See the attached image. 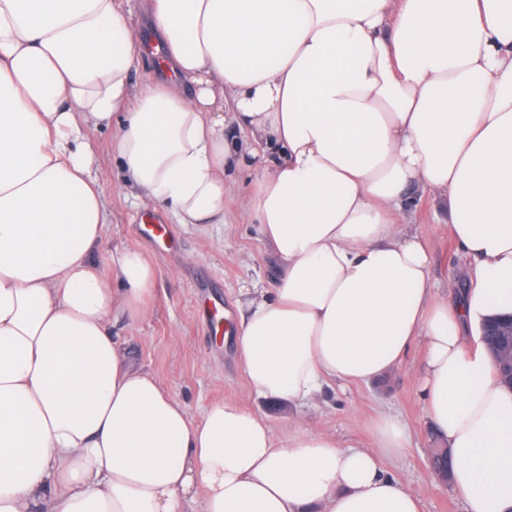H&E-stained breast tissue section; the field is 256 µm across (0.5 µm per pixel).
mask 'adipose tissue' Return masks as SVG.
<instances>
[{
	"label": "adipose tissue",
	"mask_w": 512,
	"mask_h": 512,
	"mask_svg": "<svg viewBox=\"0 0 512 512\" xmlns=\"http://www.w3.org/2000/svg\"><path fill=\"white\" fill-rule=\"evenodd\" d=\"M165 57L123 0H0V512H421L377 457L231 403L201 420L112 336L156 283L140 251L109 272L87 132L140 207L261 226L273 287L235 328L259 395L308 406L424 350L418 394L465 512H512V391L482 327L512 314V0H150ZM255 187L225 181L230 153ZM448 203L469 262L437 295L416 192Z\"/></svg>",
	"instance_id": "ef3b65f1"
}]
</instances>
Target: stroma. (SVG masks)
Segmentation results:
<instances>
[{
    "label": "stroma",
    "instance_id": "1",
    "mask_svg": "<svg viewBox=\"0 0 512 512\" xmlns=\"http://www.w3.org/2000/svg\"><path fill=\"white\" fill-rule=\"evenodd\" d=\"M88 136L108 214L94 257L97 266L107 268L116 249L130 247L156 271L144 316L133 323L118 320L112 328L135 368L158 378L193 419H201L208 406L223 400L255 411L283 437L294 421H301L311 431L335 435L343 445L376 453L382 467L419 498L421 512H464L460 494L429 471L435 437L417 395L421 346H413L400 367L370 384L324 388L299 414L259 396L240 369L234 334L216 333L214 327L218 313L226 322H236L241 289L270 287L276 276L258 224L242 214L233 223L202 229L173 224L172 244H156L140 228L141 211L130 204L134 189L112 154L111 132L92 130ZM410 221L427 236L435 280L452 291L463 287L466 261L449 232L446 208L431 194H417ZM384 410L397 413L408 425L410 446L400 453L379 449L373 435L371 422Z\"/></svg>",
    "mask_w": 512,
    "mask_h": 512
}]
</instances>
